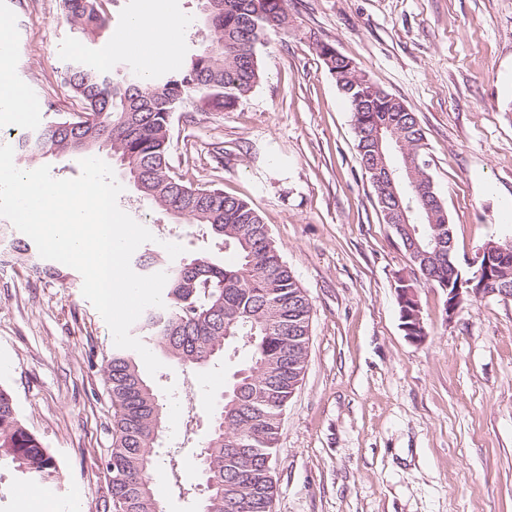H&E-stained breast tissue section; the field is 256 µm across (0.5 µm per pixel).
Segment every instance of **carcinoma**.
Here are the masks:
<instances>
[{"label": "carcinoma", "instance_id": "1", "mask_svg": "<svg viewBox=\"0 0 512 512\" xmlns=\"http://www.w3.org/2000/svg\"><path fill=\"white\" fill-rule=\"evenodd\" d=\"M206 16L211 39L176 73L147 80L133 70L107 73L77 60L64 82L83 104L88 119L50 121L24 133L15 145L21 158L49 151L90 156L107 151L129 178L139 182L143 199L190 224L204 227L230 262L207 254L165 267L164 307L149 312L140 327L148 343L185 370H194L233 346L244 358L237 378L224 389V402L195 471L204 479L202 512H270L275 500L274 460L281 416L303 378L312 304L283 259L261 215L246 201L219 188L194 186L171 171L172 115L197 95L236 109L259 83L257 47L288 27V0H220ZM66 20L81 38L96 37L109 25L101 0H64ZM319 56L339 92L352 107L356 148L362 164L376 161L374 132L402 141V152L386 156L400 165L406 193L397 198L372 181L384 223L397 228L400 208L420 215L416 237L423 253L409 255L426 269L422 280L439 289L448 283V247L438 239L452 231L448 212L426 164L427 143L415 113L376 83L357 73L349 58L321 45ZM496 286L512 285V250L493 264ZM112 399V444L107 455L115 471L108 507L113 512H163L151 487L157 463V437L163 403L148 381L134 350L112 354L104 367ZM17 464L22 476L58 480L54 457L22 423L13 395L0 389V457Z\"/></svg>", "mask_w": 512, "mask_h": 512}]
</instances>
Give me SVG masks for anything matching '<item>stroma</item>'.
Wrapping results in <instances>:
<instances>
[{
  "mask_svg": "<svg viewBox=\"0 0 512 512\" xmlns=\"http://www.w3.org/2000/svg\"><path fill=\"white\" fill-rule=\"evenodd\" d=\"M179 18L180 69L211 37L198 0H104L102 37L78 48L62 0H0L13 48L0 71L37 108L22 125L0 112V138L80 112L65 85L76 57L112 72L146 2ZM287 33L258 46L263 72L236 110L193 99L172 117L170 163L192 185L247 201L263 217L313 305L303 380L282 416L274 512H512V300L469 303L455 318L440 289L415 288L427 337L411 341L395 289L410 260L384 224L355 146L352 112L320 58L327 43L403 101L422 127L429 171L457 256L512 238V0H288ZM119 207L147 227L144 251L178 243L212 252L206 232L140 198L122 167ZM24 235L0 217V388L49 448L57 512H103L112 402L103 372L115 345L83 297L82 276L35 279ZM237 360L189 372L166 364L152 383L167 411L192 407L193 435L166 422L153 475L164 512H197L178 485L194 474L211 406ZM0 512H45L0 463Z\"/></svg>",
  "mask_w": 512,
  "mask_h": 512,
  "instance_id": "obj_1",
  "label": "stroma"
}]
</instances>
